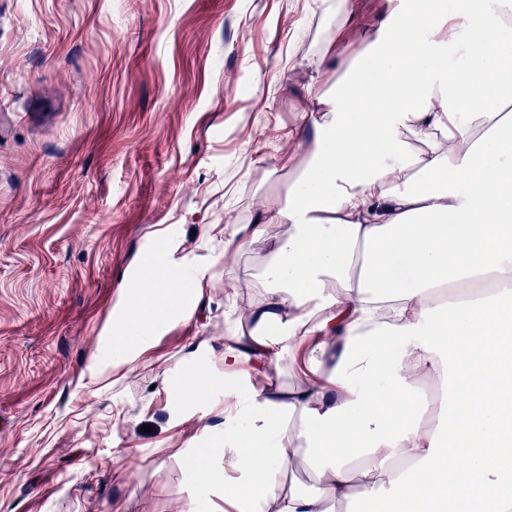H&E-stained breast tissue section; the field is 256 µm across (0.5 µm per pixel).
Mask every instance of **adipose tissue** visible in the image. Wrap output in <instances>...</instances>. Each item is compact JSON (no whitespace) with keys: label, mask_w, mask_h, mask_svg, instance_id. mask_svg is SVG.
I'll use <instances>...</instances> for the list:
<instances>
[{"label":"adipose tissue","mask_w":512,"mask_h":512,"mask_svg":"<svg viewBox=\"0 0 512 512\" xmlns=\"http://www.w3.org/2000/svg\"><path fill=\"white\" fill-rule=\"evenodd\" d=\"M346 80L312 95L289 139L312 149L285 199L261 202L224 264L269 244L261 300L232 305L222 353L174 366L172 415L223 404L224 431L184 459L193 512H512V0H401ZM125 289L115 365L188 317L198 289ZM330 374L285 390L282 356ZM444 392L438 406L419 378ZM315 486L282 490L290 466ZM234 482H227V472Z\"/></svg>","instance_id":"adipose-tissue-1"}]
</instances>
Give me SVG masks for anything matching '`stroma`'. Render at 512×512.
Segmentation results:
<instances>
[{
    "mask_svg": "<svg viewBox=\"0 0 512 512\" xmlns=\"http://www.w3.org/2000/svg\"><path fill=\"white\" fill-rule=\"evenodd\" d=\"M323 0H0V512H191L183 457L224 416L174 420L175 363L224 349L265 247L224 265L229 219L284 198L287 131L327 75ZM359 0L358 50L392 18ZM171 251L192 315L112 365L108 326Z\"/></svg>",
    "mask_w": 512,
    "mask_h": 512,
    "instance_id": "obj_1",
    "label": "stroma"
}]
</instances>
